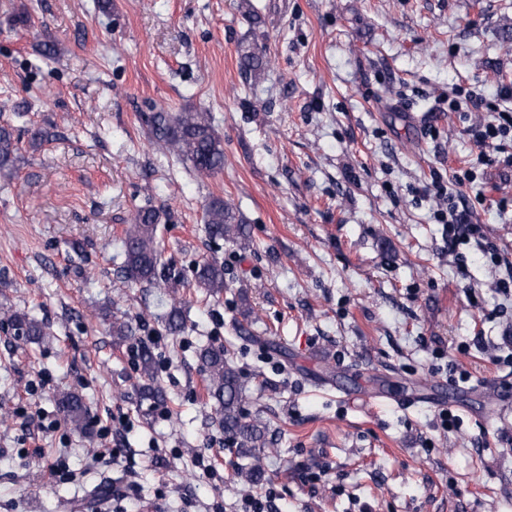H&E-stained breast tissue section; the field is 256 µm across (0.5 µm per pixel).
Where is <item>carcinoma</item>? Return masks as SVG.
I'll use <instances>...</instances> for the list:
<instances>
[{
	"label": "carcinoma",
	"instance_id": "cac0c4a2",
	"mask_svg": "<svg viewBox=\"0 0 512 512\" xmlns=\"http://www.w3.org/2000/svg\"><path fill=\"white\" fill-rule=\"evenodd\" d=\"M266 64L264 55L253 50L241 54V68L249 75H259ZM149 122L155 141L189 161L198 173L211 175L224 168V145L207 113L167 112L160 108L151 114ZM18 144L14 127L0 125V172L14 168ZM162 219L163 213L153 207H141L132 215L123 239L121 276L124 281L151 283L156 279L161 263L157 231ZM204 224L206 234L213 241L228 240L242 244L247 240L242 216L222 197H213L205 204ZM194 287L208 298L220 297L225 288L224 266L216 262L198 265L194 270ZM0 315L11 324L17 336L36 341L45 335L43 323L11 306H1ZM165 324L171 335L183 333L186 319L182 308L172 305L165 315ZM134 353L142 373L149 380L140 389L141 397L155 404L164 402L163 390L152 383L154 354L151 347L139 344ZM199 360L207 373L208 397L224 429L227 449L235 458L237 476L243 484L254 487L265 476L262 459L269 445L268 425L260 419L248 421L243 416V387L228 350L208 344L201 348ZM59 408L67 423L81 432L86 429L87 406L81 396H62Z\"/></svg>",
	"mask_w": 512,
	"mask_h": 512
}]
</instances>
